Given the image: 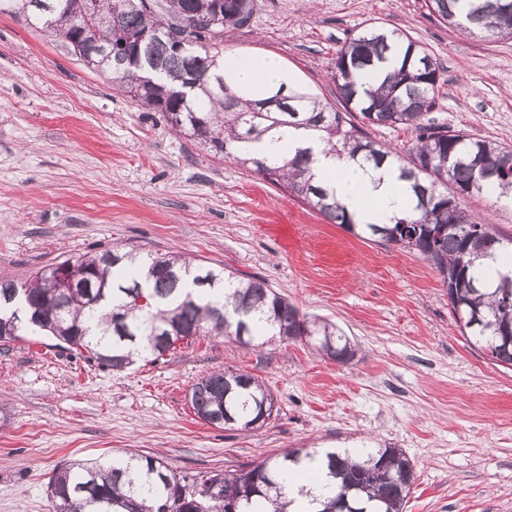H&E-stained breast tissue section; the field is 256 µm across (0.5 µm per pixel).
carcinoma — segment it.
<instances>
[{"label":"carcinoma","mask_w":512,"mask_h":512,"mask_svg":"<svg viewBox=\"0 0 512 512\" xmlns=\"http://www.w3.org/2000/svg\"><path fill=\"white\" fill-rule=\"evenodd\" d=\"M52 36L63 40L87 65L112 76L139 105L160 112L171 126L224 158L250 169L270 184L350 230L356 223L336 199L313 183L310 159L302 154L242 157L238 148L305 127L326 134L330 151L380 165L395 163L414 196L412 210L391 224H371L377 240L421 254L439 275H457L453 316L475 345L498 350L512 368V272L496 285L479 275L476 261L512 254V241L493 224H481L462 207L474 193L512 195V146L469 137L463 130L428 118L435 106L440 68L430 52L404 32L398 64L376 88H360L356 77L381 69L394 50L381 31H364L336 51L332 80L344 111L324 106L306 92L277 91L260 100L242 96L211 71L207 41L213 30L201 25L193 45L178 46L179 18L216 16V30L245 25L252 0H167L165 14L152 0H98L99 19L77 28L79 0H14ZM430 14L466 32L473 28L512 39V0H425ZM195 80L187 97L176 93ZM401 126L416 133L399 153L373 140L367 128ZM71 267L77 299L61 307L57 268L39 270L38 287L0 280V342L50 336L55 346L119 372L139 359L152 362L171 350L165 332L183 337L222 336L252 346L264 335L297 341L307 337L328 355L355 356L350 339L336 326L309 320L288 299L259 280L240 279L196 265L185 257L114 248L64 261ZM232 288L224 297V287ZM195 414L205 423L248 431L262 404L273 416L275 400L254 375L211 372L189 389ZM314 450L294 448L241 470L180 474L160 456L136 453L110 459L64 463L48 484L52 512H287L289 502L270 495L277 477L311 458ZM326 476L334 495L311 500L310 512H402L415 483L414 463L400 448H360L355 457L326 455Z\"/></svg>","instance_id":"obj_1"}]
</instances>
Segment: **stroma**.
<instances>
[{"mask_svg":"<svg viewBox=\"0 0 512 512\" xmlns=\"http://www.w3.org/2000/svg\"><path fill=\"white\" fill-rule=\"evenodd\" d=\"M408 33L443 69L430 116L512 145V39L463 34L425 0H253L213 40L278 55L334 108L337 49L367 28ZM512 237V204L464 199ZM123 244L264 280L308 318L336 324L346 364L304 342L244 348L194 336L116 372L27 336L0 345V512H51L48 483L73 459L125 451L183 471H234L293 448L403 449L416 481L403 512H512V369L460 332L420 254L367 240L149 112L59 40L0 6V276L23 281ZM227 369L276 399L268 425L209 426L187 393Z\"/></svg>","mask_w":512,"mask_h":512,"instance_id":"stroma-1","label":"stroma"}]
</instances>
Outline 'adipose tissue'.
I'll return each instance as SVG.
<instances>
[{"label": "adipose tissue", "mask_w": 512, "mask_h": 512, "mask_svg": "<svg viewBox=\"0 0 512 512\" xmlns=\"http://www.w3.org/2000/svg\"><path fill=\"white\" fill-rule=\"evenodd\" d=\"M213 69L246 96L263 97L280 89L288 93L296 88L294 75L274 55L252 58L228 49L215 58ZM247 150L256 156L274 153L282 158L309 152L314 182L345 205L358 227L390 223L412 206L408 186L400 179L395 164L386 162L377 167L333 154L314 131L292 129L281 139L253 143ZM323 470L324 457L319 454L302 473L294 472L283 478L287 497L300 512H306L311 497H328L329 491L321 479Z\"/></svg>", "instance_id": "ef3b65f1"}]
</instances>
